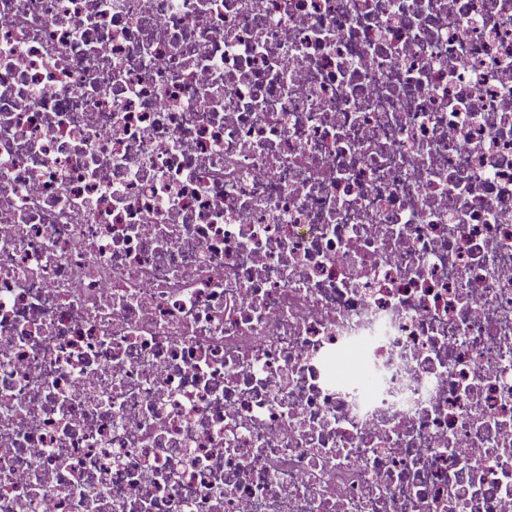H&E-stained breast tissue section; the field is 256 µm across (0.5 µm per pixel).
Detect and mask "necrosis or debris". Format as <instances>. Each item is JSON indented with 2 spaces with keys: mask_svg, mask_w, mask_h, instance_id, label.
Instances as JSON below:
<instances>
[{
  "mask_svg": "<svg viewBox=\"0 0 512 512\" xmlns=\"http://www.w3.org/2000/svg\"><path fill=\"white\" fill-rule=\"evenodd\" d=\"M0 512H512V0H0Z\"/></svg>",
  "mask_w": 512,
  "mask_h": 512,
  "instance_id": "necrosis-or-debris-1",
  "label": "necrosis or debris"
}]
</instances>
